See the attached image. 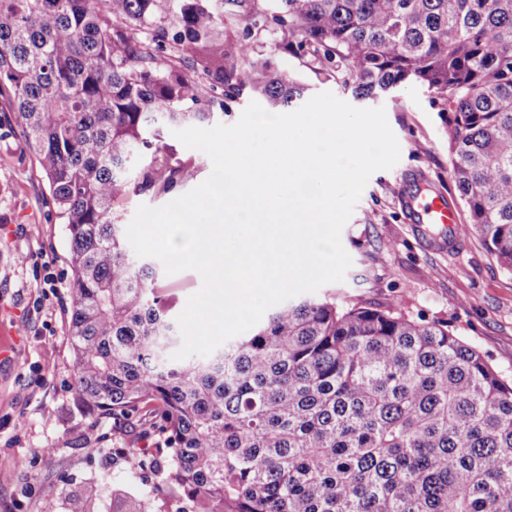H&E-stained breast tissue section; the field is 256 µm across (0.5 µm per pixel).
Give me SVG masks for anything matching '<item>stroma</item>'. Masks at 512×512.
<instances>
[{"mask_svg": "<svg viewBox=\"0 0 512 512\" xmlns=\"http://www.w3.org/2000/svg\"><path fill=\"white\" fill-rule=\"evenodd\" d=\"M252 40L256 55L307 85L357 108H384L400 146V159L375 172L341 233L352 259L344 281L319 295L362 306L398 302L414 319L446 322L512 378V274L482 239L467 236L455 251L430 249L414 230L397 196L402 179L450 198L448 125L429 92L417 85L374 99L356 98L344 69L326 74L310 58L277 51L272 31ZM69 243L55 215L49 186L14 113L0 112V343L12 357L0 361V512H62L65 493L87 481L136 493L146 481L113 463L116 448L146 446L148 421L97 415L76 398L69 339ZM172 315H180L202 285L199 273L161 275Z\"/></svg>", "mask_w": 512, "mask_h": 512, "instance_id": "35a3bbf8", "label": "stroma"}]
</instances>
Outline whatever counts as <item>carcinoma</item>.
<instances>
[{
  "instance_id": "carcinoma-1",
  "label": "carcinoma",
  "mask_w": 512,
  "mask_h": 512,
  "mask_svg": "<svg viewBox=\"0 0 512 512\" xmlns=\"http://www.w3.org/2000/svg\"><path fill=\"white\" fill-rule=\"evenodd\" d=\"M0 0V99L32 142L69 237L74 391L154 419L149 448H114L140 494L88 482L63 512H512V380L448 329L398 305L288 302L204 359L181 342L152 264L115 206L171 190L157 126L210 119L249 85L272 107L305 86L268 61L242 74L252 30L346 68L355 97L404 84L448 113L450 175L469 229L512 273V0Z\"/></svg>"
}]
</instances>
